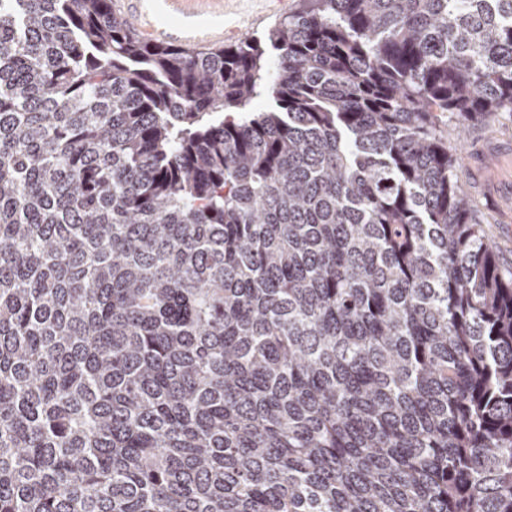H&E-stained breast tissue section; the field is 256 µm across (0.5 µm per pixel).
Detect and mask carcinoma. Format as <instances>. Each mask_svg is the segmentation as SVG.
Wrapping results in <instances>:
<instances>
[{"label": "carcinoma", "instance_id": "cac0c4a2", "mask_svg": "<svg viewBox=\"0 0 512 512\" xmlns=\"http://www.w3.org/2000/svg\"><path fill=\"white\" fill-rule=\"evenodd\" d=\"M303 2L197 52L0 0V512H512L439 119L512 115V0Z\"/></svg>", "mask_w": 512, "mask_h": 512}]
</instances>
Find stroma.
I'll return each instance as SVG.
<instances>
[{
	"mask_svg": "<svg viewBox=\"0 0 512 512\" xmlns=\"http://www.w3.org/2000/svg\"><path fill=\"white\" fill-rule=\"evenodd\" d=\"M299 0H112V9L146 39L165 45L208 48L267 32ZM458 159V180L475 206L504 274L512 273V117L470 126L465 137L446 127Z\"/></svg>",
	"mask_w": 512,
	"mask_h": 512,
	"instance_id": "obj_1",
	"label": "stroma"
}]
</instances>
